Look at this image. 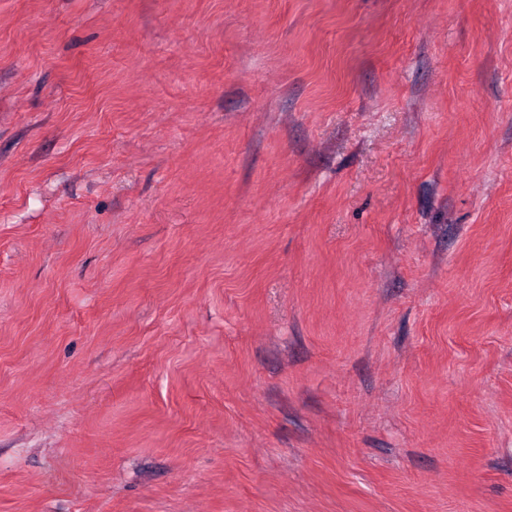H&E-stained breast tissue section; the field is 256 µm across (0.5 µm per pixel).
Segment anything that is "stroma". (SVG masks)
<instances>
[{"label":"stroma","instance_id":"obj_1","mask_svg":"<svg viewBox=\"0 0 512 512\" xmlns=\"http://www.w3.org/2000/svg\"><path fill=\"white\" fill-rule=\"evenodd\" d=\"M0 512H512V0H0Z\"/></svg>","mask_w":512,"mask_h":512}]
</instances>
